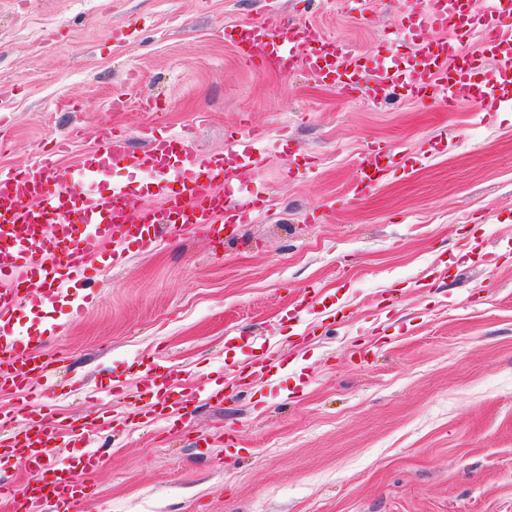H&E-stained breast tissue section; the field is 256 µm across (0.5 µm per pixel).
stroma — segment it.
<instances>
[{
    "instance_id": "35a3bbf8",
    "label": "stroma",
    "mask_w": 512,
    "mask_h": 512,
    "mask_svg": "<svg viewBox=\"0 0 512 512\" xmlns=\"http://www.w3.org/2000/svg\"><path fill=\"white\" fill-rule=\"evenodd\" d=\"M423 4L0 0V169L73 166L108 129L135 150L142 127L188 129L201 155L244 121L265 135L242 191L265 205L232 242L95 258L80 320L68 296L14 322L51 335L57 425L127 419L96 429L109 461L79 512H512V101L376 104L224 37L304 18L376 62ZM373 144L390 155L365 190ZM265 347L286 352L272 376L137 424L147 366L220 383Z\"/></svg>"
}]
</instances>
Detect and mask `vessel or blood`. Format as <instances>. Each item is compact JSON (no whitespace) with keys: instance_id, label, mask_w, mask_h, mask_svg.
<instances>
[{"instance_id":"b4317fda","label":"vessel or blood","mask_w":512,"mask_h":512,"mask_svg":"<svg viewBox=\"0 0 512 512\" xmlns=\"http://www.w3.org/2000/svg\"><path fill=\"white\" fill-rule=\"evenodd\" d=\"M511 19L512 0H427L424 9L407 10L398 19L406 57L373 67L346 42L306 38L305 22L274 15L242 28L238 48L244 62L277 73L301 69L321 84L352 91L367 86L374 102L397 91L418 101L433 94L452 111L463 103L502 101L512 92V29L501 26ZM473 38L479 48L467 49ZM477 73L478 83L472 80ZM142 137L145 146L136 152L124 136L104 133L74 170L44 160L0 170V392L29 398L33 379L47 366L41 340L12 326L21 301L50 303L63 290L81 286L89 277V258L105 248L120 262L127 249L157 247L160 232L173 231L179 221L218 239L225 225L241 224L247 211L259 209L257 201L236 199L262 137L251 125L241 126L227 152L207 157L193 153L186 132L147 127ZM115 168L126 170L127 178L100 187V178ZM148 194L161 195L162 206H144ZM144 385L146 401L135 411L143 424H177L201 395L224 400L223 389L204 381L177 390L161 372H146ZM17 419L22 428L0 436V457L22 460L38 478L18 488L1 482L0 512H27L32 505L39 512H78L94 494L89 475L107 463L104 451L91 447L87 424L60 429L46 405L30 399L0 413L1 422ZM65 437L86 444V451L56 458Z\"/></svg>"}]
</instances>
